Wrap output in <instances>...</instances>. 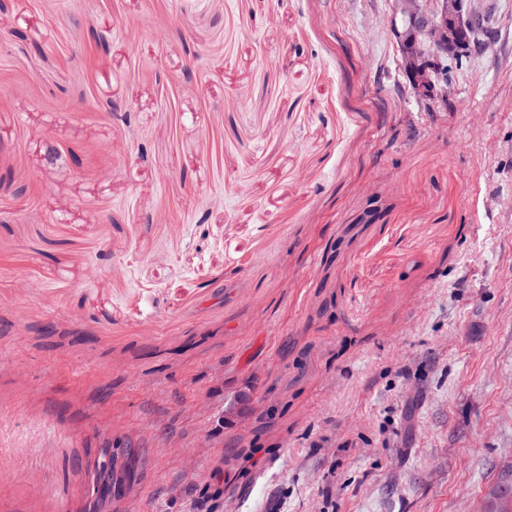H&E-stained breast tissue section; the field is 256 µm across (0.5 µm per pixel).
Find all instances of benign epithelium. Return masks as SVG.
Masks as SVG:
<instances>
[{"mask_svg":"<svg viewBox=\"0 0 512 512\" xmlns=\"http://www.w3.org/2000/svg\"><path fill=\"white\" fill-rule=\"evenodd\" d=\"M477 0H393L389 19L401 66L414 95L429 108L448 106L446 63L492 34L474 25L482 19Z\"/></svg>","mask_w":512,"mask_h":512,"instance_id":"benign-epithelium-1","label":"benign epithelium"}]
</instances>
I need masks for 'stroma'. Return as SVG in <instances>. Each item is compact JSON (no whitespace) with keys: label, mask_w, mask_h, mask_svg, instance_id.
Instances as JSON below:
<instances>
[{"label":"stroma","mask_w":512,"mask_h":512,"mask_svg":"<svg viewBox=\"0 0 512 512\" xmlns=\"http://www.w3.org/2000/svg\"><path fill=\"white\" fill-rule=\"evenodd\" d=\"M391 7L0 0V512H88L104 446L102 512H489L512 0L440 112Z\"/></svg>","instance_id":"1"}]
</instances>
